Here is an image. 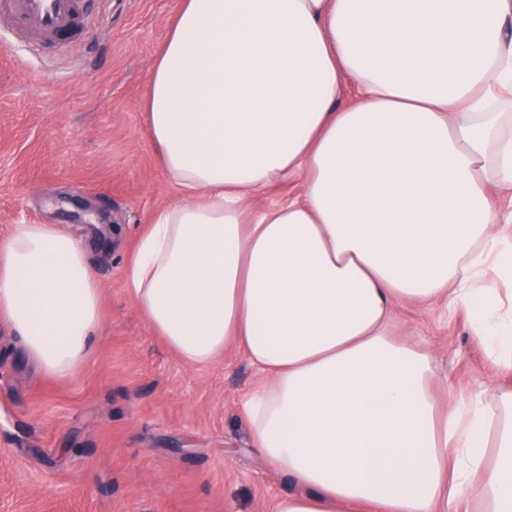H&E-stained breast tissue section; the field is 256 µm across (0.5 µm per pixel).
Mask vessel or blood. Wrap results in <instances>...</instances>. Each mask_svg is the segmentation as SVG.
Returning a JSON list of instances; mask_svg holds the SVG:
<instances>
[{
	"mask_svg": "<svg viewBox=\"0 0 512 512\" xmlns=\"http://www.w3.org/2000/svg\"><path fill=\"white\" fill-rule=\"evenodd\" d=\"M0 17L9 18L15 32H36V42L22 41L20 48L37 53L42 44L69 46L88 30L91 19L83 0H0Z\"/></svg>",
	"mask_w": 512,
	"mask_h": 512,
	"instance_id": "1",
	"label": "vessel or blood"
}]
</instances>
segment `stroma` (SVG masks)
I'll return each instance as SVG.
<instances>
[{"instance_id":"1","label":"stroma","mask_w":512,"mask_h":512,"mask_svg":"<svg viewBox=\"0 0 512 512\" xmlns=\"http://www.w3.org/2000/svg\"><path fill=\"white\" fill-rule=\"evenodd\" d=\"M179 0H87L99 25L19 61L0 47V241L18 224L80 238L100 286L94 351L46 375L0 321V512H273L295 486L252 447L265 381L235 346L191 367L132 297L127 264L153 213L180 197L144 121L145 86ZM395 337L431 357L439 412L512 377L467 311L393 307Z\"/></svg>"}]
</instances>
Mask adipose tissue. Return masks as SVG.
<instances>
[{"label": "adipose tissue", "mask_w": 512, "mask_h": 512, "mask_svg": "<svg viewBox=\"0 0 512 512\" xmlns=\"http://www.w3.org/2000/svg\"><path fill=\"white\" fill-rule=\"evenodd\" d=\"M145 117L181 197L129 287L185 363L233 342L265 375L250 439L297 487L274 512H512V387L440 418L428 355L391 334L395 302L444 299L512 374V0H180ZM99 306L74 237L0 242V318L48 376L86 359ZM301 189L299 179H285L275 182L263 190L253 194L246 200L249 209L257 210L262 207L287 200L288 197L298 195Z\"/></svg>", "instance_id": "ef3b65f1"}]
</instances>
